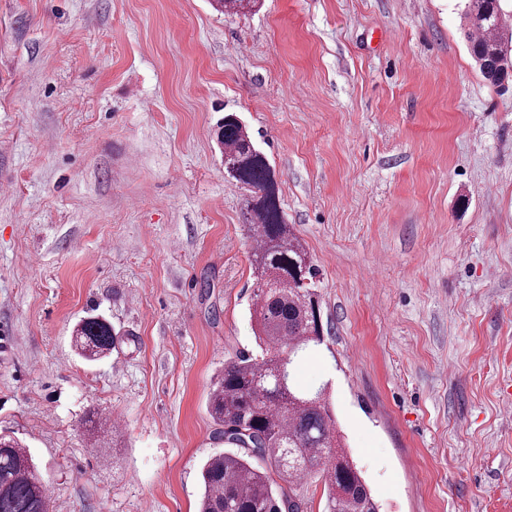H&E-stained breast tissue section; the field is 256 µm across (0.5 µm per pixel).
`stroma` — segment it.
<instances>
[{
  "label": "stroma",
  "instance_id": "35a3bbf8",
  "mask_svg": "<svg viewBox=\"0 0 512 512\" xmlns=\"http://www.w3.org/2000/svg\"><path fill=\"white\" fill-rule=\"evenodd\" d=\"M462 8L0 0V432L51 512H198L211 385L259 351L227 113L316 268L294 378L328 386L379 512H512V88ZM91 314L118 335L95 362ZM75 333L77 348L84 358L90 361L110 354L116 342L112 325L100 316L90 315L80 320ZM96 356L99 358L89 359Z\"/></svg>",
  "mask_w": 512,
  "mask_h": 512
}]
</instances>
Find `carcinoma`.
Segmentation results:
<instances>
[{
  "label": "carcinoma",
  "instance_id": "cac0c4a2",
  "mask_svg": "<svg viewBox=\"0 0 512 512\" xmlns=\"http://www.w3.org/2000/svg\"><path fill=\"white\" fill-rule=\"evenodd\" d=\"M463 2L479 73L508 88L512 32L503 0ZM217 138L224 175L251 192L244 222L253 239L250 312L261 354L225 362L213 383L209 413L230 448L202 465L200 512H300L289 489L310 474L325 480L328 512H378L345 450L327 392L303 390L292 378L294 358L319 344L320 328L310 287L314 268L285 221L273 168L235 114L224 115ZM75 342L85 357L102 358L116 338L106 319L90 315L77 325ZM0 512H50L46 486L15 438L0 439Z\"/></svg>",
  "mask_w": 512,
  "mask_h": 512
}]
</instances>
